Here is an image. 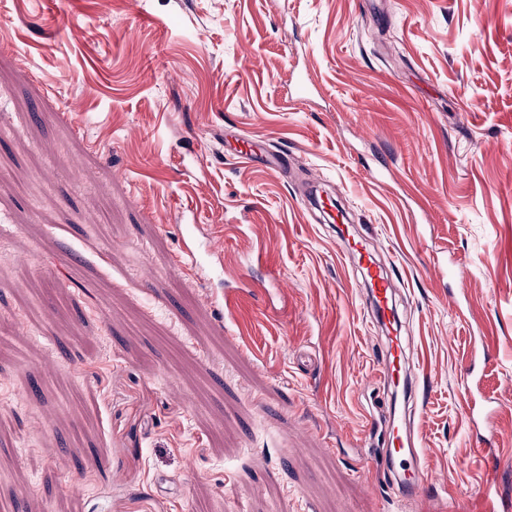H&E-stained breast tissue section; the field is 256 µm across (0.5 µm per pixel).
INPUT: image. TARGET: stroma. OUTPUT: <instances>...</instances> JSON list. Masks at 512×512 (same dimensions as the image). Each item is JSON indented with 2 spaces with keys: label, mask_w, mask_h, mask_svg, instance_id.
Returning <instances> with one entry per match:
<instances>
[{
  "label": "stroma",
  "mask_w": 512,
  "mask_h": 512,
  "mask_svg": "<svg viewBox=\"0 0 512 512\" xmlns=\"http://www.w3.org/2000/svg\"><path fill=\"white\" fill-rule=\"evenodd\" d=\"M312 179L417 348L412 512L512 502V0H0V499L402 512L386 339ZM246 146L245 149V158L251 163H258L269 169L271 171H275L278 173H285L288 170V158L283 153L276 152H264L253 144H249L248 142H243ZM419 419L416 409L407 412L404 408L403 412H398L394 406L385 422L388 440L386 448H382L383 454L387 461L398 462L401 466L396 481L406 503H413L424 495L430 470V457L425 448H421Z\"/></svg>",
  "instance_id": "obj_1"
}]
</instances>
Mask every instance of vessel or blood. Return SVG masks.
<instances>
[{
    "instance_id": "1",
    "label": "vessel or blood",
    "mask_w": 512,
    "mask_h": 512,
    "mask_svg": "<svg viewBox=\"0 0 512 512\" xmlns=\"http://www.w3.org/2000/svg\"><path fill=\"white\" fill-rule=\"evenodd\" d=\"M245 157L249 162L278 173L288 170L286 155L264 152L252 144L246 147ZM344 238L349 252L357 258L362 280L369 286L370 305L380 319L389 323L388 344L378 363V372L393 387L409 388L413 365L411 345L402 336L394 320L395 296L389 274L367 249L360 236L348 232ZM419 418V413L415 411H391L387 420L388 440L383 450L387 461L400 466L396 481L402 500L408 503L424 495L430 470V457L422 446L419 433Z\"/></svg>"
}]
</instances>
